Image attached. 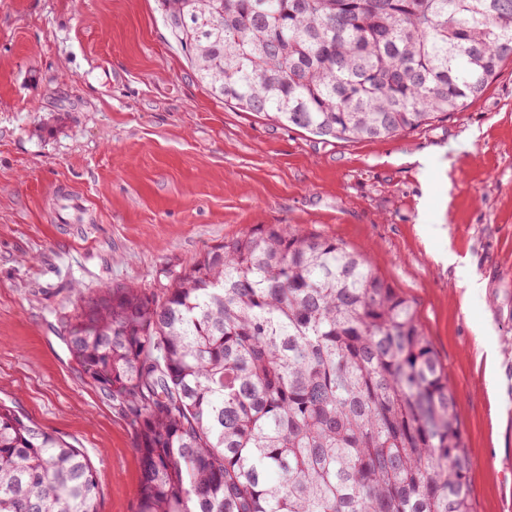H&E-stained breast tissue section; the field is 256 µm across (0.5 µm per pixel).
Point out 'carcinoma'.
Segmentation results:
<instances>
[{
    "label": "carcinoma",
    "mask_w": 512,
    "mask_h": 512,
    "mask_svg": "<svg viewBox=\"0 0 512 512\" xmlns=\"http://www.w3.org/2000/svg\"><path fill=\"white\" fill-rule=\"evenodd\" d=\"M158 3L214 95L325 140L428 127L512 62V0ZM166 278L58 314L134 430L138 512H473L456 395L366 254L257 224ZM0 512H100L84 451L5 402Z\"/></svg>",
    "instance_id": "carcinoma-1"
}]
</instances>
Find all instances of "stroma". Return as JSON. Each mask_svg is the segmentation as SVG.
<instances>
[{
    "label": "stroma",
    "instance_id": "1",
    "mask_svg": "<svg viewBox=\"0 0 512 512\" xmlns=\"http://www.w3.org/2000/svg\"><path fill=\"white\" fill-rule=\"evenodd\" d=\"M256 224L368 253L412 301L474 512H512V64L429 127L325 141L213 95L157 0H0V400L84 449L100 512H137L140 457L56 311L80 287H155Z\"/></svg>",
    "mask_w": 512,
    "mask_h": 512
}]
</instances>
